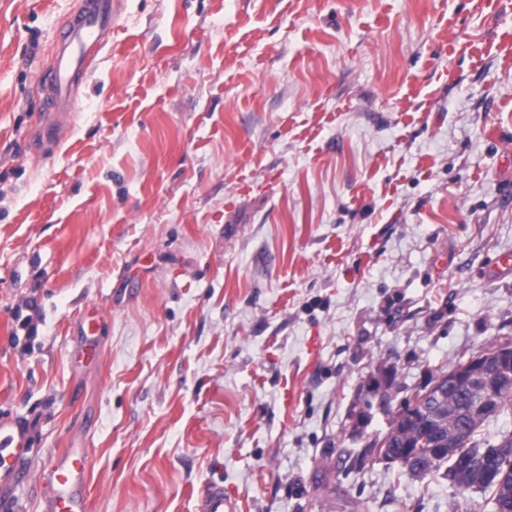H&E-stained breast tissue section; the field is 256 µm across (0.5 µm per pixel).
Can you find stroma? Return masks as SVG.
I'll return each instance as SVG.
<instances>
[{"label":"stroma","instance_id":"stroma-1","mask_svg":"<svg viewBox=\"0 0 512 512\" xmlns=\"http://www.w3.org/2000/svg\"><path fill=\"white\" fill-rule=\"evenodd\" d=\"M78 4L0 0V502L82 448L89 512H491L336 461L362 383L512 340V0H121L49 145ZM28 453L27 444L18 434L0 428V485H10L24 478L18 464ZM237 509L236 499L220 484L205 489L199 506V512H237Z\"/></svg>","mask_w":512,"mask_h":512}]
</instances>
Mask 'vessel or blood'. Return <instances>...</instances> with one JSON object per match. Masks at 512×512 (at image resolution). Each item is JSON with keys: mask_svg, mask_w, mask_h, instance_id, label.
<instances>
[{"mask_svg": "<svg viewBox=\"0 0 512 512\" xmlns=\"http://www.w3.org/2000/svg\"><path fill=\"white\" fill-rule=\"evenodd\" d=\"M119 7V0H81L60 31L54 61L45 79V109L51 118L41 130V139L57 141L60 129L72 121L77 89L94 59L111 40ZM28 453L20 436L0 430V485L22 479L18 464ZM48 479L47 512H87L85 449H65L54 460ZM199 512H237V502L223 485L213 484L205 489Z\"/></svg>", "mask_w": 512, "mask_h": 512, "instance_id": "obj_1", "label": "vessel or blood"}]
</instances>
